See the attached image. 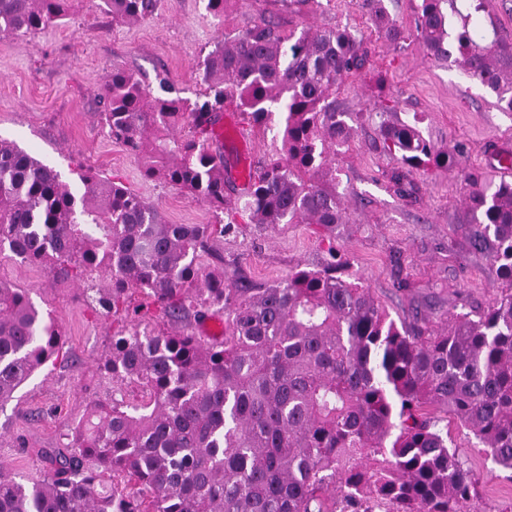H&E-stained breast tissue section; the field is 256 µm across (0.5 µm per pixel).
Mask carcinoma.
<instances>
[{
	"label": "carcinoma",
	"mask_w": 512,
	"mask_h": 512,
	"mask_svg": "<svg viewBox=\"0 0 512 512\" xmlns=\"http://www.w3.org/2000/svg\"><path fill=\"white\" fill-rule=\"evenodd\" d=\"M420 0L414 30L512 112V39L487 38L485 0ZM73 0H0V33L59 24ZM160 0H102L115 22H138ZM398 44L404 27L383 0H362ZM459 18L453 22V18ZM346 28L285 34L260 18L204 58L206 99L180 95L167 74L156 95L112 70L105 124L143 176L210 205L213 224H168L120 182L90 170L74 186L0 140V251L84 284L107 313L139 316L140 292L164 326L121 329L101 370L146 400L94 404L58 448H44L32 484L0 472V512H474L475 479L448 445L446 419L465 427L512 472V181L463 174L469 241L498 264L488 306L442 327L397 323L336 254L342 211L328 155L347 144L350 113L332 95L363 67ZM233 105L281 147L248 173L238 214L260 229L315 224L328 240L319 269L276 284L205 271L199 258L238 229L224 213V159L210 151L218 115ZM188 126L185 135L176 130ZM381 144L405 164L454 168L418 118L384 122ZM107 274L111 286L94 279ZM224 317L216 343L185 332L192 318ZM28 292L0 282V402L62 346Z\"/></svg>",
	"instance_id": "cac0c4a2"
}]
</instances>
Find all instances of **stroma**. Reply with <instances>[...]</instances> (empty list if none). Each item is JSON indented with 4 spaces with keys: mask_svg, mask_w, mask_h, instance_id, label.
<instances>
[{
    "mask_svg": "<svg viewBox=\"0 0 512 512\" xmlns=\"http://www.w3.org/2000/svg\"><path fill=\"white\" fill-rule=\"evenodd\" d=\"M361 0H229L223 18L207 0H162L152 16L116 25L99 0H74L60 25L37 33H0V139L74 178L77 168L116 179L156 206L170 224H211L209 205L168 184L144 179L104 123L99 89L115 69L155 85L167 72L183 96L205 93L199 68L214 45L259 16L282 31L343 27L361 41L365 64L336 90V107L350 113L352 137L331 157L344 222L336 248L395 321L413 315L436 323L475 312L494 297L497 266L469 243L470 216L463 172L500 177L496 151L512 150V112L500 110L479 82L435 59L417 37L394 45ZM419 118L436 149L459 147L453 169H404L400 154L384 151L382 121ZM406 171L412 186L399 195L392 176ZM316 225L275 231L246 227L201 257L203 269L223 264L227 275L257 283L283 281L290 270L316 268L326 257ZM0 281L28 289L39 309L51 310L64 336L58 359L34 373L0 404V469L27 482L40 480L39 452L59 447L90 404L139 398L137 388L104 375L100 366L120 318L92 310L76 282L0 252ZM449 437L477 481V512H512V473L476 448L475 437L449 424Z\"/></svg>",
    "mask_w": 512,
    "mask_h": 512,
    "instance_id": "obj_1",
    "label": "stroma"
}]
</instances>
